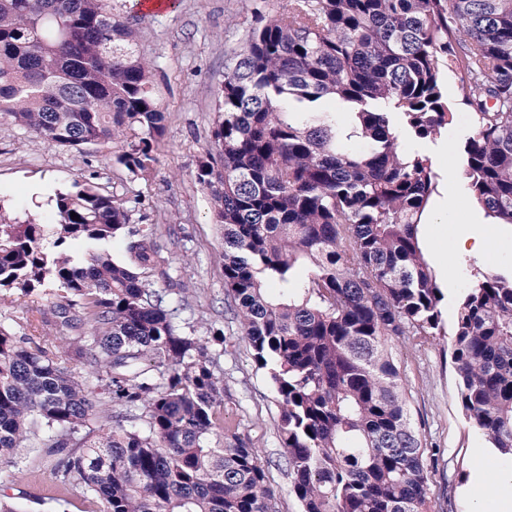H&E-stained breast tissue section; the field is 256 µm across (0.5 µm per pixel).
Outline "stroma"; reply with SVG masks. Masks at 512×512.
Here are the masks:
<instances>
[{
    "instance_id": "35a3bbf8",
    "label": "stroma",
    "mask_w": 512,
    "mask_h": 512,
    "mask_svg": "<svg viewBox=\"0 0 512 512\" xmlns=\"http://www.w3.org/2000/svg\"><path fill=\"white\" fill-rule=\"evenodd\" d=\"M113 13L128 18L141 50L154 64L155 95L166 115L150 173L132 176L115 161L109 143L87 145L83 156L36 137L0 115V203L13 214L48 218L51 194L94 179L100 191L135 201L134 223L156 229V242L171 253L186 288L182 318L196 335L212 340L214 370L224 382V424L249 439L268 464L277 512H301L290 493L286 456L277 432L279 403L264 371L255 366L239 325L224 314L223 230L215 224L210 196L197 179L200 160L214 143L217 103L226 67L233 61L257 14L271 17L288 0H174L165 12H144L140 0H111ZM448 102L454 120L437 142L421 144L438 175L437 193L447 194L448 210L436 213L425 252L445 286L444 326H451L455 303L477 271L512 272V227L492 225L474 204L462 173V146L473 117L459 107L458 80L448 76ZM484 233L487 249L477 256L459 246V230ZM45 295L0 300V324L17 329L49 310ZM408 386L414 424L429 461L435 512H475L476 498L465 495L470 475L480 468L497 473L512 461L497 455L472 431L457 398L448 339L412 347L393 342ZM57 483L51 466L31 469L25 459L0 463V489L21 512H58L50 496Z\"/></svg>"
}]
</instances>
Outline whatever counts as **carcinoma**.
Here are the masks:
<instances>
[{"label":"carcinoma","mask_w":512,"mask_h":512,"mask_svg":"<svg viewBox=\"0 0 512 512\" xmlns=\"http://www.w3.org/2000/svg\"><path fill=\"white\" fill-rule=\"evenodd\" d=\"M450 74L474 117L472 200L512 225V0H291L224 72L198 180L302 512H431L391 342L442 334L445 294L418 239L437 173L400 137L447 129ZM336 100L347 128L322 109ZM0 112L79 154L108 141L135 177L164 133L151 63L107 0H0ZM54 201L49 224L0 204V294L54 289L55 330L0 325V462L57 457L60 506L79 491L94 512H276L268 466L224 428V383L181 324L185 288L155 227L90 180ZM116 238L124 261L70 254ZM448 350L470 427L512 459V274L474 275Z\"/></svg>","instance_id":"1"}]
</instances>
